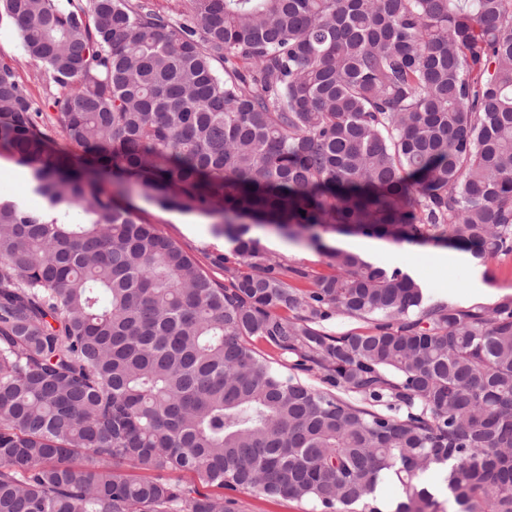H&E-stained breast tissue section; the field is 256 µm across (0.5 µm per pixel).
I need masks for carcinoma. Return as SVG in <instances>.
Listing matches in <instances>:
<instances>
[{"instance_id": "obj_1", "label": "carcinoma", "mask_w": 512, "mask_h": 512, "mask_svg": "<svg viewBox=\"0 0 512 512\" xmlns=\"http://www.w3.org/2000/svg\"><path fill=\"white\" fill-rule=\"evenodd\" d=\"M3 16L57 95L43 120L0 58V146L40 199H0V512H235L237 493L437 512L433 473L458 512H512V298L425 307L325 238L512 254V0ZM135 194L207 218L224 281L120 203ZM258 230L334 272L269 258ZM335 315L371 330L332 335Z\"/></svg>"}]
</instances>
